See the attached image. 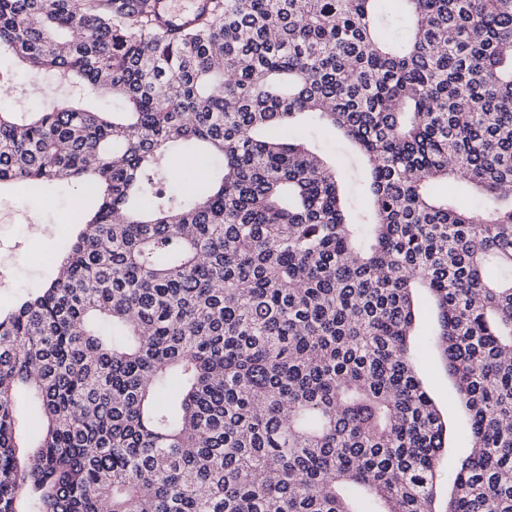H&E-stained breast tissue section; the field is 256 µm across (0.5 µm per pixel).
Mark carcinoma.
I'll list each match as a JSON object with an SVG mask.
<instances>
[{
  "label": "carcinoma",
  "instance_id": "carcinoma-1",
  "mask_svg": "<svg viewBox=\"0 0 512 512\" xmlns=\"http://www.w3.org/2000/svg\"><path fill=\"white\" fill-rule=\"evenodd\" d=\"M377 2L0 0V53L123 105L0 111V189L94 201L0 310V512H512V0H401L402 42ZM299 116L365 158L362 222ZM419 373L438 408L444 414H448V426L451 433L448 459L454 461L464 457L471 448L469 440L462 437L464 431H459L464 423V418L456 403L450 398L451 382L448 380V375L436 352H429L425 355L419 364Z\"/></svg>",
  "mask_w": 512,
  "mask_h": 512
}]
</instances>
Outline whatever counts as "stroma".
<instances>
[{
  "label": "stroma",
  "mask_w": 512,
  "mask_h": 512,
  "mask_svg": "<svg viewBox=\"0 0 512 512\" xmlns=\"http://www.w3.org/2000/svg\"><path fill=\"white\" fill-rule=\"evenodd\" d=\"M0 67L16 74L14 94L0 102V107L9 112H34L48 105V98L34 97L29 92L32 84H47V74H31L26 65L7 53L0 55ZM300 134L315 151L338 161L347 207L351 214H359L364 203L366 165L355 148L340 132L324 127L304 128ZM23 194L20 187L0 194V271L6 274L0 281L1 309L11 307L54 274L61 248L74 231V222L82 210L93 204L82 188L72 185L44 193L43 204L34 211L20 205ZM34 222L42 226V233L36 238L28 233L29 225ZM419 373L438 408L448 416L449 460L465 456L470 445L461 433L464 418L450 397V382L439 355L434 352L425 355Z\"/></svg>",
  "instance_id": "stroma-1"
}]
</instances>
